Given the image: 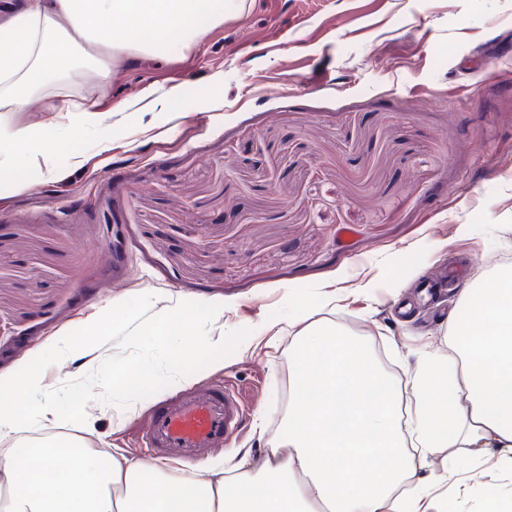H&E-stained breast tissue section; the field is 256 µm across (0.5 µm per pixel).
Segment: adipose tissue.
Returning a JSON list of instances; mask_svg holds the SVG:
<instances>
[{"instance_id":"obj_1","label":"adipose tissue","mask_w":512,"mask_h":512,"mask_svg":"<svg viewBox=\"0 0 512 512\" xmlns=\"http://www.w3.org/2000/svg\"><path fill=\"white\" fill-rule=\"evenodd\" d=\"M244 8L245 0H16L0 22V110L23 112L38 100L57 113L56 136L98 130L96 104L74 105L47 87L87 71L106 83L115 54L132 63L188 48ZM56 136L0 121V170L34 163L55 172ZM477 280L463 294L468 321L448 327V354L425 356L404 412L366 341L302 306L288 429L260 466L241 460L231 476L184 479L80 443L30 441L76 418L77 402L50 392L40 372L0 374V512H422L428 493L414 476L429 448L448 451L436 480L444 495L457 491L463 459L484 512H512V486L495 484L512 470V266ZM152 484L167 495L152 496Z\"/></svg>"}]
</instances>
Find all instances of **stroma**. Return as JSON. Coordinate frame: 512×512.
<instances>
[{
    "instance_id": "35a3bbf8",
    "label": "stroma",
    "mask_w": 512,
    "mask_h": 512,
    "mask_svg": "<svg viewBox=\"0 0 512 512\" xmlns=\"http://www.w3.org/2000/svg\"><path fill=\"white\" fill-rule=\"evenodd\" d=\"M51 91L96 102L102 128L58 140L49 181L34 165L0 174V374L116 299L224 301L223 323L251 334L193 384L233 386L248 418L184 478L261 464L288 421L291 318L322 286L408 405L423 355L448 351L446 320L468 317L462 288L512 256V0H247L179 55ZM451 262L463 277L418 299ZM116 351L45 375L79 377ZM184 390L124 409L94 400L85 424L54 430L147 460L152 406Z\"/></svg>"
}]
</instances>
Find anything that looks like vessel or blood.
I'll list each match as a JSON object with an SVG mask.
<instances>
[{
    "instance_id": "1",
    "label": "vessel or blood",
    "mask_w": 512,
    "mask_h": 512,
    "mask_svg": "<svg viewBox=\"0 0 512 512\" xmlns=\"http://www.w3.org/2000/svg\"><path fill=\"white\" fill-rule=\"evenodd\" d=\"M246 410L227 387L203 386L155 404L146 425V442L172 463L224 447L245 422Z\"/></svg>"
}]
</instances>
